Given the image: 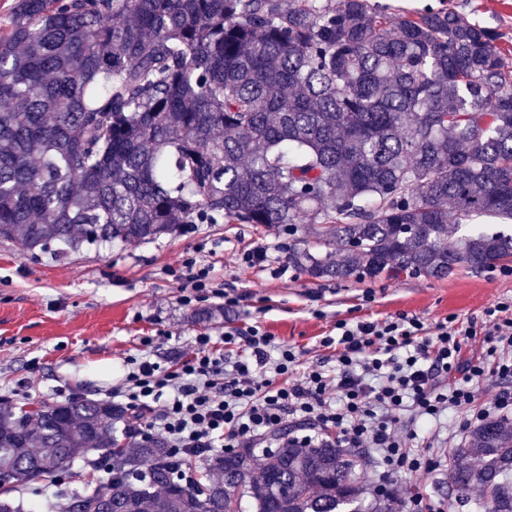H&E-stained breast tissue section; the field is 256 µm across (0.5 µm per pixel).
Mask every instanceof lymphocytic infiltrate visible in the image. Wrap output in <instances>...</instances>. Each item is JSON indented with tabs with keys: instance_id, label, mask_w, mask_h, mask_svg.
<instances>
[{
	"instance_id": "1",
	"label": "lymphocytic infiltrate",
	"mask_w": 512,
	"mask_h": 512,
	"mask_svg": "<svg viewBox=\"0 0 512 512\" xmlns=\"http://www.w3.org/2000/svg\"><path fill=\"white\" fill-rule=\"evenodd\" d=\"M171 275L186 304L214 286L210 265L194 254ZM478 335L481 354L465 358L466 340ZM224 341L229 349L220 354L210 336H196L190 355L171 369L147 355L127 360L112 395L133 414L139 436L163 433L175 454L200 457L264 444L288 426L301 443L332 437L339 447L367 451L373 494L394 497V476L444 463L414 447L418 424H439L454 412L461 435L512 416V396L475 402L487 376L512 379V299L487 308L483 322L451 315L433 329L405 312L337 321L335 335L321 341L336 357L331 374L319 366L296 373L299 352L257 326Z\"/></svg>"
}]
</instances>
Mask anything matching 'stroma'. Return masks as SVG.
<instances>
[{
    "mask_svg": "<svg viewBox=\"0 0 512 512\" xmlns=\"http://www.w3.org/2000/svg\"><path fill=\"white\" fill-rule=\"evenodd\" d=\"M370 3L390 16L452 9L497 31V46L512 69V0ZM277 241L273 227L191 224L154 242L85 247L58 260L0 238V395L19 406L75 395L106 399L123 377L126 358L141 355L144 337L154 339L153 360L173 368L189 355L195 336H211L220 345L225 331L251 326L299 351L303 366L330 369L336 361L320 341L334 335L337 320L405 312L430 327L451 315L479 321L486 308L512 297V275L496 267H462L442 280L383 275L336 282L311 279L293 266L277 275L242 263L244 249ZM197 249L212 267L218 293L185 305L168 271ZM226 292L239 297L236 307L226 308L223 318L196 321L198 310L223 306ZM87 462V457L77 458L66 478L32 482L9 496L35 512H61L72 493L94 485L98 474ZM395 484L454 512L447 470L404 475Z\"/></svg>",
    "mask_w": 512,
    "mask_h": 512,
    "instance_id": "stroma-1",
    "label": "stroma"
}]
</instances>
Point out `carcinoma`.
<instances>
[{
    "label": "carcinoma",
    "instance_id": "obj_1",
    "mask_svg": "<svg viewBox=\"0 0 512 512\" xmlns=\"http://www.w3.org/2000/svg\"><path fill=\"white\" fill-rule=\"evenodd\" d=\"M494 31L368 0H19L0 39V238L64 258L183 224L305 232L315 280L443 279L512 263V70ZM109 400L0 403V484L112 460L67 512H401L365 496L358 453L290 440L193 461L119 430ZM465 507L512 512V419L448 458Z\"/></svg>",
    "mask_w": 512,
    "mask_h": 512
}]
</instances>
